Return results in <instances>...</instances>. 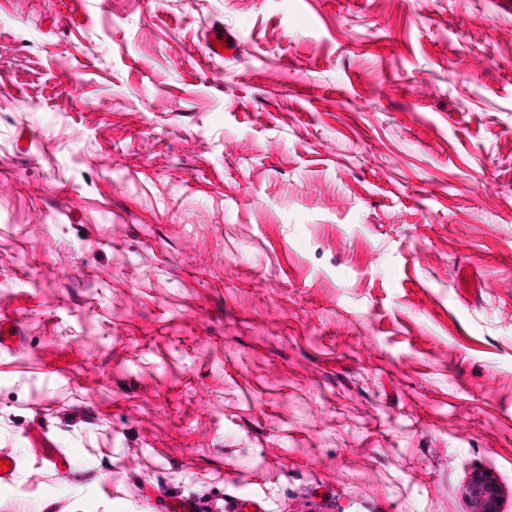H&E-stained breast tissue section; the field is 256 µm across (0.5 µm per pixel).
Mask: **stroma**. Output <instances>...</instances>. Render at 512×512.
<instances>
[{"label": "stroma", "instance_id": "35a3bbf8", "mask_svg": "<svg viewBox=\"0 0 512 512\" xmlns=\"http://www.w3.org/2000/svg\"><path fill=\"white\" fill-rule=\"evenodd\" d=\"M499 2L0 0V512H512ZM223 41L222 50H218L216 44ZM205 55L209 60L233 57L239 48V41L235 34L223 27H213L208 30L205 41ZM227 50V53H224ZM468 498L472 512H497V486L483 474H475L470 480Z\"/></svg>", "mask_w": 512, "mask_h": 512}]
</instances>
